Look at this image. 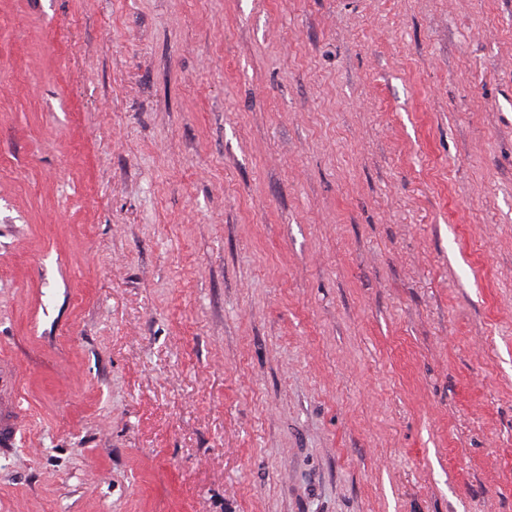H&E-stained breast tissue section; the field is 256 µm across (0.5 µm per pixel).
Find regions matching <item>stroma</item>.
Returning <instances> with one entry per match:
<instances>
[{
    "mask_svg": "<svg viewBox=\"0 0 512 512\" xmlns=\"http://www.w3.org/2000/svg\"><path fill=\"white\" fill-rule=\"evenodd\" d=\"M0 512H512V0H0Z\"/></svg>",
    "mask_w": 512,
    "mask_h": 512,
    "instance_id": "stroma-1",
    "label": "stroma"
}]
</instances>
